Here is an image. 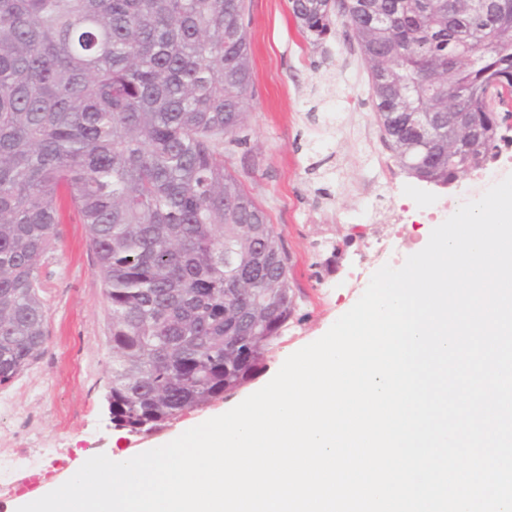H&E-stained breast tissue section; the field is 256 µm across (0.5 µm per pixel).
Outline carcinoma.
<instances>
[{"mask_svg":"<svg viewBox=\"0 0 512 512\" xmlns=\"http://www.w3.org/2000/svg\"><path fill=\"white\" fill-rule=\"evenodd\" d=\"M292 0L317 45L346 18L376 121L446 187L512 117V0ZM245 0H0V385L45 342L39 266L67 202L111 319L114 429L159 431L266 366L294 313L283 241L224 164L247 120ZM388 21H380L381 17ZM431 130L423 141L420 130Z\"/></svg>","mask_w":512,"mask_h":512,"instance_id":"cac0c4a2","label":"carcinoma"}]
</instances>
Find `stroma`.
<instances>
[{
    "mask_svg": "<svg viewBox=\"0 0 512 512\" xmlns=\"http://www.w3.org/2000/svg\"><path fill=\"white\" fill-rule=\"evenodd\" d=\"M253 91L239 141L224 161L266 212L290 257L296 312L266 369L232 396L157 434L110 427L109 306L84 225L59 224L41 261L47 307L38 358L0 386V448L50 467L57 449L78 459L152 448L223 414L260 388L293 352L323 336L361 297L382 266L401 267L423 238L433 198L449 212L471 200L478 172L420 195L423 183L399 165L375 118L368 67L344 18L316 46L300 33L291 0H246ZM395 255L381 254L384 242Z\"/></svg>",
    "mask_w": 512,
    "mask_h": 512,
    "instance_id": "stroma-1",
    "label": "stroma"
}]
</instances>
